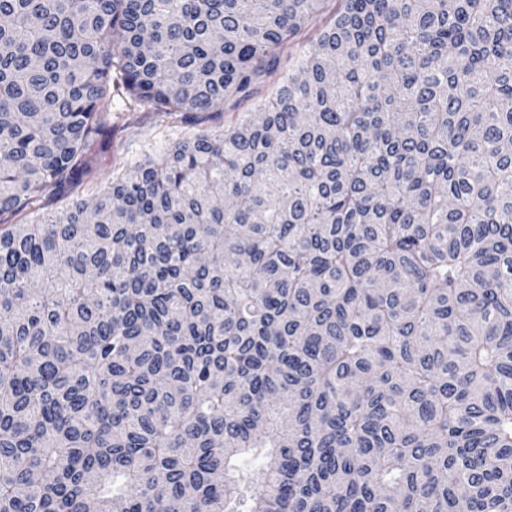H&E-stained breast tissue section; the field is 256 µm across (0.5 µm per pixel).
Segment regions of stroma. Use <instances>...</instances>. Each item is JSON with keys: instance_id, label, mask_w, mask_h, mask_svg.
<instances>
[{"instance_id": "35a3bbf8", "label": "stroma", "mask_w": 512, "mask_h": 512, "mask_svg": "<svg viewBox=\"0 0 512 512\" xmlns=\"http://www.w3.org/2000/svg\"><path fill=\"white\" fill-rule=\"evenodd\" d=\"M304 45L301 39L290 45L282 54L277 70L256 86L250 99L203 114L197 125L157 115L149 107L131 102L125 95H113L112 138L107 149L93 160L91 172L77 187V194L88 200L94 199L125 165L159 156L175 143L192 137L199 129L221 130L244 113L253 111L258 104L270 99L295 70Z\"/></svg>"}]
</instances>
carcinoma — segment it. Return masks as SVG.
<instances>
[{"instance_id":"carcinoma-1","label":"carcinoma","mask_w":512,"mask_h":512,"mask_svg":"<svg viewBox=\"0 0 512 512\" xmlns=\"http://www.w3.org/2000/svg\"><path fill=\"white\" fill-rule=\"evenodd\" d=\"M327 2L0 0V512H512V0H338L37 214ZM322 20L313 24L305 38L298 39L282 54L277 70L256 86L253 96L232 108L220 106L214 112L198 117L200 124H188L157 115L149 107L138 105L112 89V138L107 150L92 162L89 175L76 188L75 194L88 200L101 194L107 185L122 172L125 165L157 157L177 142L192 137L201 129L221 130L256 106L272 97L276 89L296 69L307 38L315 36Z\"/></svg>"}]
</instances>
